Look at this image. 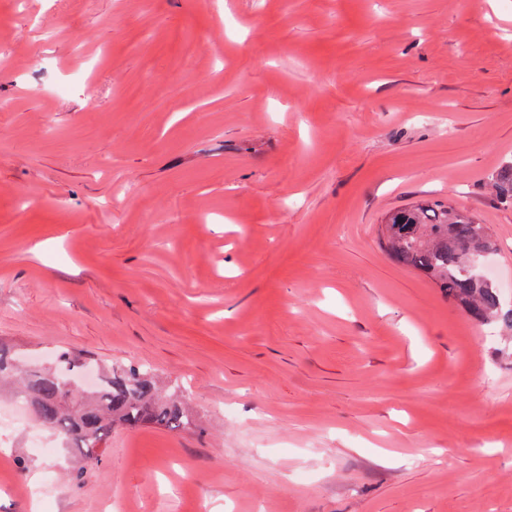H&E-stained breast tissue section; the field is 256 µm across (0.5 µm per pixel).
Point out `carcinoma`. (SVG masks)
I'll return each instance as SVG.
<instances>
[{"label": "carcinoma", "instance_id": "carcinoma-1", "mask_svg": "<svg viewBox=\"0 0 512 512\" xmlns=\"http://www.w3.org/2000/svg\"><path fill=\"white\" fill-rule=\"evenodd\" d=\"M500 201L512 206V164L493 177ZM382 244L399 263L433 279L449 301L480 325L498 324L512 332V302H506L498 286L471 278L468 262L481 250L493 249L487 227L466 211L442 200H426L400 209L380 230ZM85 358L70 349L58 351L49 365L23 369L10 348L0 344V382L17 384L40 425L63 435L73 448L87 455L113 429L152 424L170 430L192 424L178 400L160 393L147 374L134 368H109L99 384H69V375L83 370Z\"/></svg>", "mask_w": 512, "mask_h": 512}]
</instances>
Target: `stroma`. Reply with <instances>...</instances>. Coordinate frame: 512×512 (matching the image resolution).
Returning <instances> with one entry per match:
<instances>
[{
	"label": "stroma",
	"instance_id": "stroma-1",
	"mask_svg": "<svg viewBox=\"0 0 512 512\" xmlns=\"http://www.w3.org/2000/svg\"><path fill=\"white\" fill-rule=\"evenodd\" d=\"M509 161L512 0H0V340L198 419L14 429L0 512H512V338L380 241L444 200L512 291ZM495 192L500 201L512 206V164L502 166L493 177Z\"/></svg>",
	"mask_w": 512,
	"mask_h": 512
}]
</instances>
